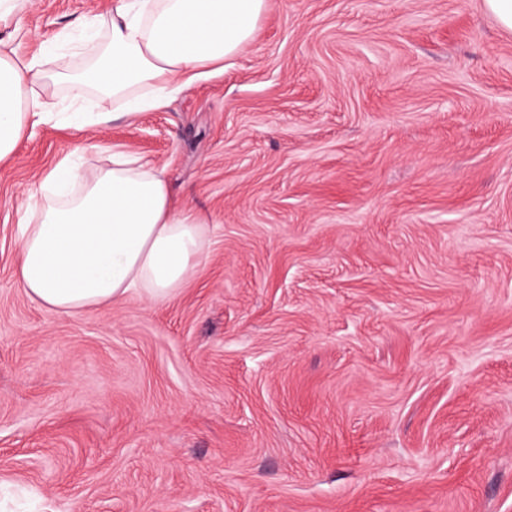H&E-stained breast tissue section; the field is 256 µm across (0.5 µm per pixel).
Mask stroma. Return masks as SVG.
Returning <instances> with one entry per match:
<instances>
[{
	"label": "stroma",
	"mask_w": 512,
	"mask_h": 512,
	"mask_svg": "<svg viewBox=\"0 0 512 512\" xmlns=\"http://www.w3.org/2000/svg\"><path fill=\"white\" fill-rule=\"evenodd\" d=\"M112 0H35L58 48ZM212 222L169 300L75 316L13 277L65 155ZM0 512H512V30L484 0H266L167 107L0 164Z\"/></svg>",
	"instance_id": "obj_1"
}]
</instances>
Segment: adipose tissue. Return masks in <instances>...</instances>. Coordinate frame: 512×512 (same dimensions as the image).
<instances>
[{
	"label": "adipose tissue",
	"mask_w": 512,
	"mask_h": 512,
	"mask_svg": "<svg viewBox=\"0 0 512 512\" xmlns=\"http://www.w3.org/2000/svg\"><path fill=\"white\" fill-rule=\"evenodd\" d=\"M266 0H115L79 25L91 52L80 69L54 50L20 57L0 39V161L29 127L106 121L84 112L89 91L132 118L166 107L207 69L223 70L253 37ZM18 225V286L58 315L139 294L164 301L197 273L208 218L176 208L163 169L133 154L66 156L29 189Z\"/></svg>",
	"instance_id": "1"
}]
</instances>
